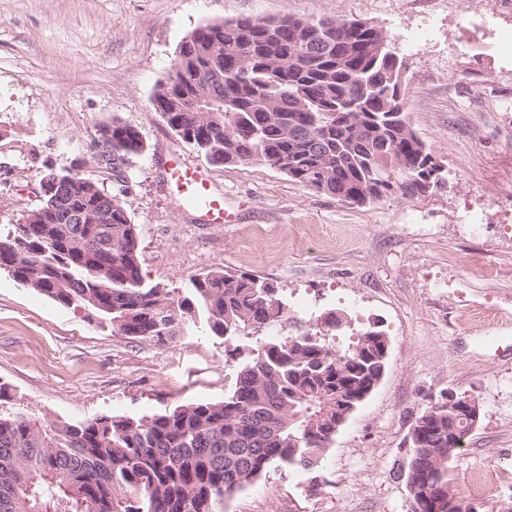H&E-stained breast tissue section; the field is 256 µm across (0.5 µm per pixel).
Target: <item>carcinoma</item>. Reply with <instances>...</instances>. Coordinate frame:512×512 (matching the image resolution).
<instances>
[{"label": "carcinoma", "instance_id": "1", "mask_svg": "<svg viewBox=\"0 0 512 512\" xmlns=\"http://www.w3.org/2000/svg\"><path fill=\"white\" fill-rule=\"evenodd\" d=\"M374 29L335 18H245L207 23L185 38L154 105L168 127L214 166L257 161L301 186L363 205L438 186L440 168L407 122L403 61L376 53ZM208 87L214 121L194 106L193 82ZM112 179L131 183L132 159L146 147L139 130L112 122ZM92 198L62 192L0 236V272L132 340L165 344L201 325L224 340L237 366L217 402H191L150 416H106L41 424L0 384V512H224V500L272 467L304 470L309 491L321 460L350 414L381 381L388 337L372 325L350 330L329 310L313 329L254 335L286 323L288 305L256 276L211 270L178 293L148 282L136 225L119 198L94 181ZM112 205V223L80 224L76 214ZM350 334L338 345L334 337ZM474 422L443 391L415 418L410 464L424 493L447 512H479L455 488V441Z\"/></svg>", "mask_w": 512, "mask_h": 512}]
</instances>
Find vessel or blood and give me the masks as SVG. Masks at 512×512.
<instances>
[{
  "mask_svg": "<svg viewBox=\"0 0 512 512\" xmlns=\"http://www.w3.org/2000/svg\"><path fill=\"white\" fill-rule=\"evenodd\" d=\"M168 183L170 192L178 203L203 210L212 223H231L232 216L225 208L223 199L212 193L210 181L200 169L172 161L168 169Z\"/></svg>",
  "mask_w": 512,
  "mask_h": 512,
  "instance_id": "obj_1",
  "label": "vessel or blood"
}]
</instances>
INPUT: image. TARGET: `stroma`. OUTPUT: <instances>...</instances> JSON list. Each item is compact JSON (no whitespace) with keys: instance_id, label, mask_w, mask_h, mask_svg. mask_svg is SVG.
<instances>
[{"instance_id":"1","label":"stroma","mask_w":512,"mask_h":512,"mask_svg":"<svg viewBox=\"0 0 512 512\" xmlns=\"http://www.w3.org/2000/svg\"><path fill=\"white\" fill-rule=\"evenodd\" d=\"M491 0H0V230L22 223L45 167L92 173L93 141L118 120L141 131L133 187L121 194L138 228L147 281L180 288L213 270L273 283L289 303L333 309L352 327L379 324L387 367L327 450L322 491L307 473L268 469L224 512H409L397 470L429 397H478L482 419L453 481L481 512L512 499V54L465 14ZM356 19L381 27L403 59L404 111L441 165L443 187L363 206L293 182L259 162L209 165L153 104L180 44L225 19ZM430 22L409 51L400 33ZM178 158L201 169L236 220L212 224L170 194ZM500 217L470 235L468 209ZM235 366L224 342L200 335L164 345L113 333L0 273V383L45 423L152 415L223 400ZM482 470L501 480L470 493Z\"/></svg>"}]
</instances>
